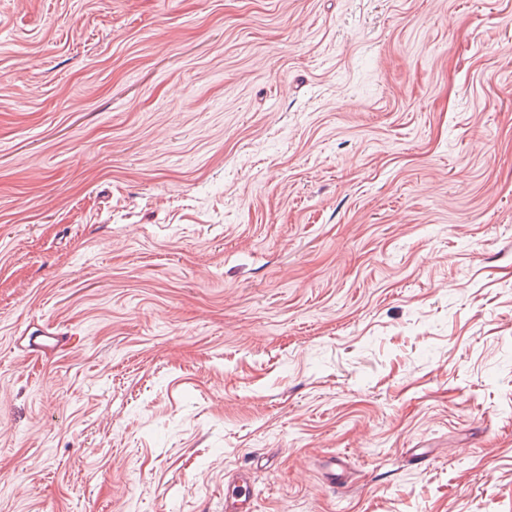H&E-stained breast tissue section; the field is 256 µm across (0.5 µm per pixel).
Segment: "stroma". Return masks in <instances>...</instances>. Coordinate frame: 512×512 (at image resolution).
<instances>
[{
  "instance_id": "1",
  "label": "stroma",
  "mask_w": 512,
  "mask_h": 512,
  "mask_svg": "<svg viewBox=\"0 0 512 512\" xmlns=\"http://www.w3.org/2000/svg\"><path fill=\"white\" fill-rule=\"evenodd\" d=\"M247 466L512 512V0H0V512Z\"/></svg>"
}]
</instances>
